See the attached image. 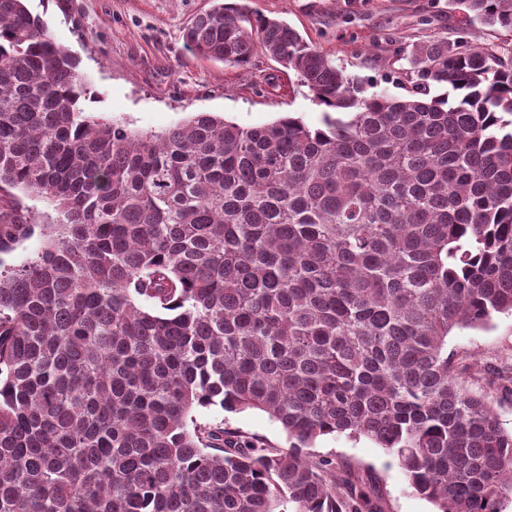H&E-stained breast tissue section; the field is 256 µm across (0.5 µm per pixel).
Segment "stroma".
Returning <instances> with one entry per match:
<instances>
[{"label":"stroma","instance_id":"35a3bbf8","mask_svg":"<svg viewBox=\"0 0 512 512\" xmlns=\"http://www.w3.org/2000/svg\"><path fill=\"white\" fill-rule=\"evenodd\" d=\"M251 10L286 22L326 54L351 79L369 90L404 95L396 53L441 38L455 40L461 11L448 0H247ZM212 0H28L58 42L78 58L91 85L85 102L101 119L161 132L199 112L241 126H259L284 116L318 125L321 109L307 88L290 82L281 66L256 53L243 67L193 55L183 33ZM448 356L474 366L466 385L486 395L501 427L512 433V315L499 314L484 328L453 330ZM202 423L256 436L276 448L289 447L281 425L259 410L200 408ZM308 455L329 458L338 470L375 479L384 512H435L411 492L396 459L365 437H319Z\"/></svg>","mask_w":512,"mask_h":512}]
</instances>
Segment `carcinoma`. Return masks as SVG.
<instances>
[{"mask_svg": "<svg viewBox=\"0 0 512 512\" xmlns=\"http://www.w3.org/2000/svg\"><path fill=\"white\" fill-rule=\"evenodd\" d=\"M417 44L408 95L371 92L283 21L230 0L193 54L261 51L322 107L159 134L85 110L89 82L26 0H0V512H383L374 484L303 452L364 436L437 512H503L512 433L448 359L455 328L512 312V0ZM455 93L432 94L436 87ZM256 409L283 451L197 408ZM472 39L477 43L498 44L502 48H512V32L500 27H477L472 31ZM12 192L16 195L23 207L28 208L36 215L37 224H47L55 221L56 212L45 202L34 197H27L18 190H13ZM40 246L41 238L39 236V230L36 228L35 234L31 238L17 244L12 251L3 253L0 256L2 261V269L8 267L17 268L29 257L34 256V254L39 250Z\"/></svg>", "mask_w": 512, "mask_h": 512, "instance_id": "obj_1", "label": "carcinoma"}]
</instances>
